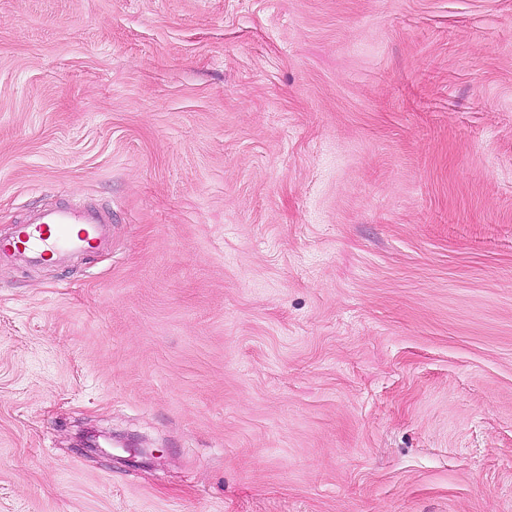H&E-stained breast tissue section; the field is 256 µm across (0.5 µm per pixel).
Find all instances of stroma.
<instances>
[{
	"label": "stroma",
	"mask_w": 512,
	"mask_h": 512,
	"mask_svg": "<svg viewBox=\"0 0 512 512\" xmlns=\"http://www.w3.org/2000/svg\"><path fill=\"white\" fill-rule=\"evenodd\" d=\"M69 201L0 512H512V0H0V232ZM108 224V211L80 202L48 205L16 224L9 237L0 238V259L13 252L28 255L34 263H62L71 256L102 248ZM113 437L117 439L116 442L119 444H114L112 439ZM81 438L83 439L82 441L86 445L85 448L90 449V451L94 453L98 452L114 457L112 455V452L108 451V449L106 448H109L111 451L114 449H122L125 453L129 454V457L120 460L141 466L151 465L154 462V460L161 458L163 455V449L144 446L139 441V439L135 437H116L112 436V434H107L105 432L95 433V431H86V434L83 433V436H81ZM100 438L104 440L106 446L101 445L99 441ZM136 458H139L140 460H137Z\"/></svg>",
	"instance_id": "35a3bbf8"
}]
</instances>
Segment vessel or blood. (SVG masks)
Returning <instances> with one entry per match:
<instances>
[{"label":"vessel or blood","instance_id":"b4317fda","mask_svg":"<svg viewBox=\"0 0 512 512\" xmlns=\"http://www.w3.org/2000/svg\"><path fill=\"white\" fill-rule=\"evenodd\" d=\"M110 222L109 212L76 201L48 205L32 211L9 237L0 238V257L13 252L35 263H61L102 248Z\"/></svg>","mask_w":512,"mask_h":512}]
</instances>
